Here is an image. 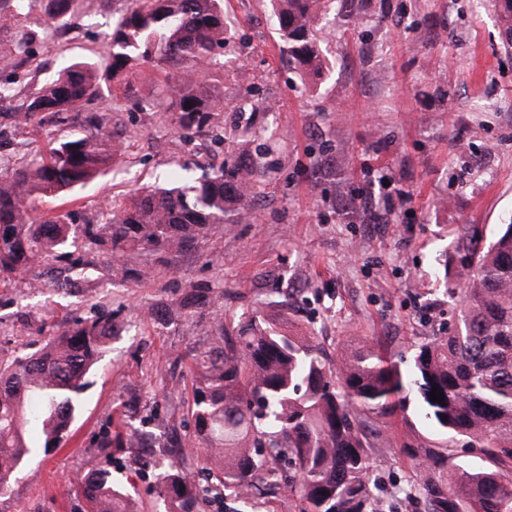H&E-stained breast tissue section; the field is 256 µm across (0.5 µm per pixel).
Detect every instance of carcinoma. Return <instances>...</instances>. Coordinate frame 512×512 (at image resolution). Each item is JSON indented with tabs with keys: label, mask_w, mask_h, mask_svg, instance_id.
Returning <instances> with one entry per match:
<instances>
[{
	"label": "carcinoma",
	"mask_w": 512,
	"mask_h": 512,
	"mask_svg": "<svg viewBox=\"0 0 512 512\" xmlns=\"http://www.w3.org/2000/svg\"><path fill=\"white\" fill-rule=\"evenodd\" d=\"M322 0H272L274 22L288 55L302 69L320 65L311 25ZM78 0H46L50 26H67ZM31 0H0V31H13L0 45V69L25 62L28 32L20 29ZM228 31L222 0H127L106 34L105 51L64 67L43 84H33L18 105L27 127L48 116L73 125L70 136L22 165L0 172V285L32 273L68 248L102 250L112 271L150 276L153 257L169 264L204 242L217 224L247 218L244 203L257 195L266 168L252 160L250 173L213 165L190 180L154 185L111 206L100 224H73L71 215L41 209L42 199L73 192L117 157L105 122L83 112L102 96V85L128 77L150 60L165 80L180 85L168 106L181 129L215 126L224 99L207 83L217 50ZM176 61L175 74L162 64ZM193 107L186 108V103ZM456 276L462 293L458 325L446 336L417 345L410 357L389 356L369 339L353 336L325 356L314 336L295 334L288 318L245 313L237 327L216 318L209 346L192 358L194 454H202L220 483L249 490L278 482L265 448H278L288 466V485L301 512H379L370 478L373 455L399 447L413 465L406 498L423 512H512V224L494 242L461 262ZM224 288L192 289L168 317L193 321L195 309L220 311ZM113 312L81 319L34 351L0 362V496L19 470L70 439L73 416L87 374L108 348ZM445 395L438 403L429 393ZM419 414L441 434L482 444L485 465L453 463L448 439L418 437L397 442L392 418L407 410L411 395ZM138 430L123 425L103 432L96 447L133 448ZM159 488L175 504L189 507L199 493L193 476L170 469ZM84 512H134L123 487L102 472L76 483Z\"/></svg>",
	"instance_id": "cac0c4a2"
}]
</instances>
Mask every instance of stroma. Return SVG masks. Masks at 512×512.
<instances>
[{"label":"stroma","instance_id":"obj_1","mask_svg":"<svg viewBox=\"0 0 512 512\" xmlns=\"http://www.w3.org/2000/svg\"><path fill=\"white\" fill-rule=\"evenodd\" d=\"M504 0H348L314 20L323 67L294 69L270 19V0H224L230 38L211 89L224 99L218 128L176 131L174 101L150 66L132 78L109 126L121 136L115 164L76 191L75 221L97 223L112 201L173 173L212 163L244 166L238 139L263 153L270 180L248 203L249 219L214 228L176 264H157L136 282L113 276L109 259L86 254L90 280L67 290V263L0 285V358L31 351L100 309L118 315L107 352L88 377L74 438L25 465L0 497V512H82L72 481L105 468L127 488L137 512H171L158 496L161 468L194 470L199 512H300L287 483L248 493L214 488L186 442L194 431L183 400L191 389L189 354L206 348L211 314L195 325L156 316L189 284L224 288L221 311L233 322L257 311H287L299 333L318 337L328 356L364 336L398 357L456 318L447 267L484 249L512 222V49L505 43ZM124 0H82L72 39L46 32L34 0L22 20L33 37L26 65L0 81L26 89L31 65L50 78L67 60L101 48ZM64 128L47 120L0 138V168L26 160ZM409 192L400 202L401 192ZM128 415L145 448L95 443L113 419ZM380 512H412L398 495L409 460L385 448L371 473Z\"/></svg>","mask_w":512,"mask_h":512}]
</instances>
